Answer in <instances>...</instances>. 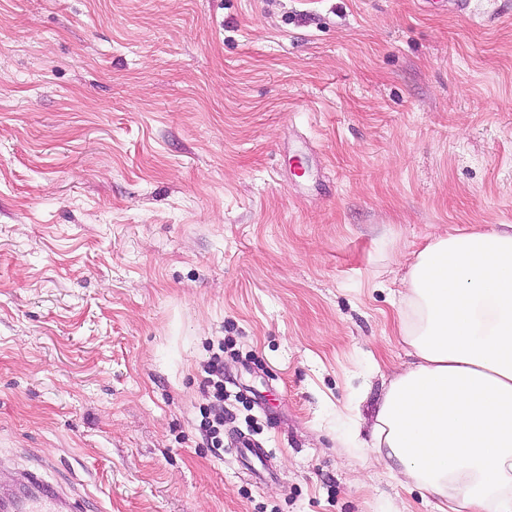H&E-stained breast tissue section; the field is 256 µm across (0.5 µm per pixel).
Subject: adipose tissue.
<instances>
[{
    "instance_id": "obj_1",
    "label": "adipose tissue",
    "mask_w": 512,
    "mask_h": 512,
    "mask_svg": "<svg viewBox=\"0 0 512 512\" xmlns=\"http://www.w3.org/2000/svg\"><path fill=\"white\" fill-rule=\"evenodd\" d=\"M397 305L413 360L386 389L373 451L439 512H512V226L435 237Z\"/></svg>"
}]
</instances>
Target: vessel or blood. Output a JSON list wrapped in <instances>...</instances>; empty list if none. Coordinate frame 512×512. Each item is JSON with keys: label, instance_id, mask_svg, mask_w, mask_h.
I'll list each match as a JSON object with an SVG mask.
<instances>
[{"label": "vessel or blood", "instance_id": "vessel-or-blood-1", "mask_svg": "<svg viewBox=\"0 0 512 512\" xmlns=\"http://www.w3.org/2000/svg\"><path fill=\"white\" fill-rule=\"evenodd\" d=\"M0 512H80L76 503L47 487L36 475L0 485Z\"/></svg>", "mask_w": 512, "mask_h": 512}]
</instances>
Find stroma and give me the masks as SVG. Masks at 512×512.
Segmentation results:
<instances>
[{
	"mask_svg": "<svg viewBox=\"0 0 512 512\" xmlns=\"http://www.w3.org/2000/svg\"><path fill=\"white\" fill-rule=\"evenodd\" d=\"M504 224L512 0H0V475L86 512H438L370 450L392 300L433 236ZM209 364L204 383L211 389L212 402L200 409L199 427L212 448L224 446V343L219 345Z\"/></svg>",
	"mask_w": 512,
	"mask_h": 512,
	"instance_id": "1",
	"label": "stroma"
}]
</instances>
